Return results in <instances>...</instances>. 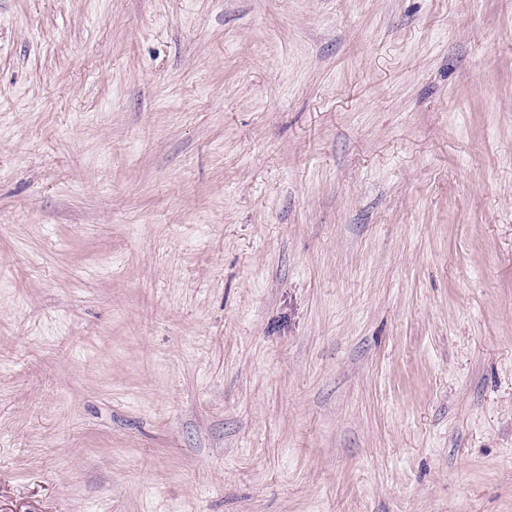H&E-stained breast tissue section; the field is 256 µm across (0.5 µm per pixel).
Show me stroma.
Returning a JSON list of instances; mask_svg holds the SVG:
<instances>
[{
  "instance_id": "stroma-1",
  "label": "stroma",
  "mask_w": 512,
  "mask_h": 512,
  "mask_svg": "<svg viewBox=\"0 0 512 512\" xmlns=\"http://www.w3.org/2000/svg\"><path fill=\"white\" fill-rule=\"evenodd\" d=\"M0 512H512V0H0Z\"/></svg>"
}]
</instances>
